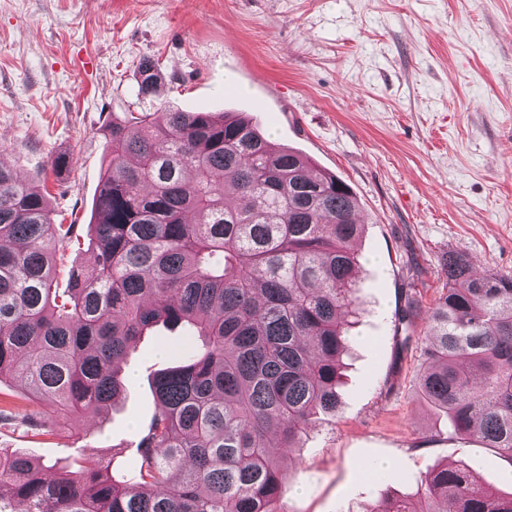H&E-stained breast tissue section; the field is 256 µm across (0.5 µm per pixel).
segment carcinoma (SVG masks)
Returning a JSON list of instances; mask_svg holds the SVG:
<instances>
[{
	"instance_id": "cac0c4a2",
	"label": "carcinoma",
	"mask_w": 512,
	"mask_h": 512,
	"mask_svg": "<svg viewBox=\"0 0 512 512\" xmlns=\"http://www.w3.org/2000/svg\"><path fill=\"white\" fill-rule=\"evenodd\" d=\"M138 99L157 96L152 58ZM111 159L89 224L93 262L56 288L70 243L43 191L0 165V381L50 414L1 407L38 435L74 429L124 391V365L160 323L195 353L155 370L157 411L122 478L78 460L48 481L24 449L0 452V512H281L291 448L334 413L355 306L363 224L351 187L229 112H128L105 125ZM428 310L418 394L454 433L512 461V275L450 254ZM360 512H512L462 467Z\"/></svg>"
}]
</instances>
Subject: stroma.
I'll use <instances>...</instances> for the list:
<instances>
[{
  "label": "stroma",
  "instance_id": "35a3bbf8",
  "mask_svg": "<svg viewBox=\"0 0 512 512\" xmlns=\"http://www.w3.org/2000/svg\"><path fill=\"white\" fill-rule=\"evenodd\" d=\"M144 57L162 74L155 107L247 113L361 206L362 321L338 411L273 451L289 474L285 512H359L415 493L445 463L511 493L512 461L454 434L417 386L445 256L512 274V0H0V164L46 184L58 223L75 227L59 283L92 262L104 122L138 109ZM410 291L423 314L406 328ZM192 349L185 330L157 328L107 415L49 436L4 421L0 448L25 449L48 479L65 459L100 455L127 473L134 433L156 411L150 372Z\"/></svg>",
  "mask_w": 512,
  "mask_h": 512
}]
</instances>
